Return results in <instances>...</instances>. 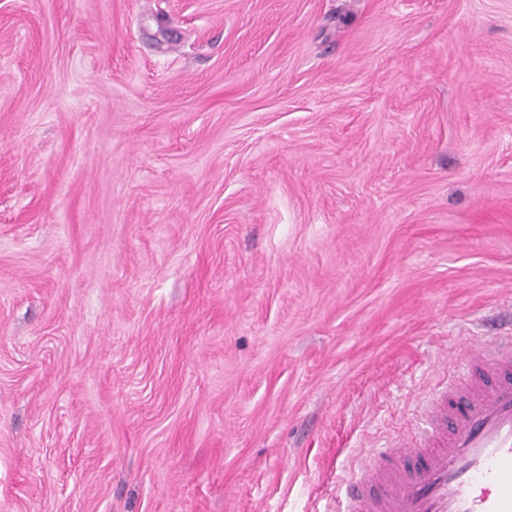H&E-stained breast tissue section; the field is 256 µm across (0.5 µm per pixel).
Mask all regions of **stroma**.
Instances as JSON below:
<instances>
[{
	"label": "stroma",
	"instance_id": "35a3bbf8",
	"mask_svg": "<svg viewBox=\"0 0 512 512\" xmlns=\"http://www.w3.org/2000/svg\"><path fill=\"white\" fill-rule=\"evenodd\" d=\"M512 315V0H0V512H326Z\"/></svg>",
	"mask_w": 512,
	"mask_h": 512
}]
</instances>
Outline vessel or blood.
I'll use <instances>...</instances> for the list:
<instances>
[{
    "label": "vessel or blood",
    "mask_w": 512,
    "mask_h": 512,
    "mask_svg": "<svg viewBox=\"0 0 512 512\" xmlns=\"http://www.w3.org/2000/svg\"><path fill=\"white\" fill-rule=\"evenodd\" d=\"M422 419L370 449L335 512H512V335L465 349Z\"/></svg>",
    "instance_id": "1"
}]
</instances>
